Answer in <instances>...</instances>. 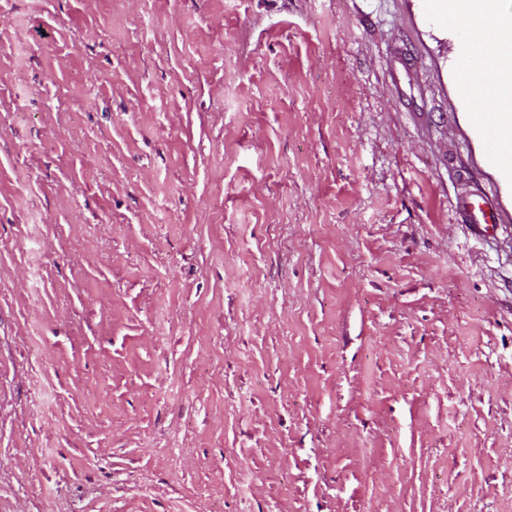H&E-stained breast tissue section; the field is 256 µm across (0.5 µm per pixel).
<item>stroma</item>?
Wrapping results in <instances>:
<instances>
[{"label": "stroma", "instance_id": "1", "mask_svg": "<svg viewBox=\"0 0 512 512\" xmlns=\"http://www.w3.org/2000/svg\"><path fill=\"white\" fill-rule=\"evenodd\" d=\"M465 28L0 0V512H512V184Z\"/></svg>", "mask_w": 512, "mask_h": 512}]
</instances>
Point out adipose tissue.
<instances>
[{
	"label": "adipose tissue",
	"instance_id": "1",
	"mask_svg": "<svg viewBox=\"0 0 512 512\" xmlns=\"http://www.w3.org/2000/svg\"><path fill=\"white\" fill-rule=\"evenodd\" d=\"M440 15L477 17L487 21L489 38L468 41L466 51L488 81L487 94L494 101L486 120L497 128L512 129V12L501 0H436Z\"/></svg>",
	"mask_w": 512,
	"mask_h": 512
}]
</instances>
